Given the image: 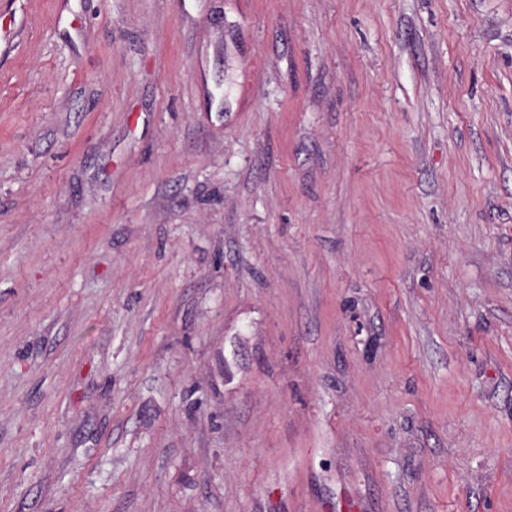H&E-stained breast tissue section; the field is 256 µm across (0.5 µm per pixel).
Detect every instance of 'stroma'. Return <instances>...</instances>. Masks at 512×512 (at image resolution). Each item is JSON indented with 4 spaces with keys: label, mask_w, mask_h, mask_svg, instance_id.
Listing matches in <instances>:
<instances>
[{
    "label": "stroma",
    "mask_w": 512,
    "mask_h": 512,
    "mask_svg": "<svg viewBox=\"0 0 512 512\" xmlns=\"http://www.w3.org/2000/svg\"><path fill=\"white\" fill-rule=\"evenodd\" d=\"M0 11V512H512V0Z\"/></svg>",
    "instance_id": "stroma-1"
}]
</instances>
